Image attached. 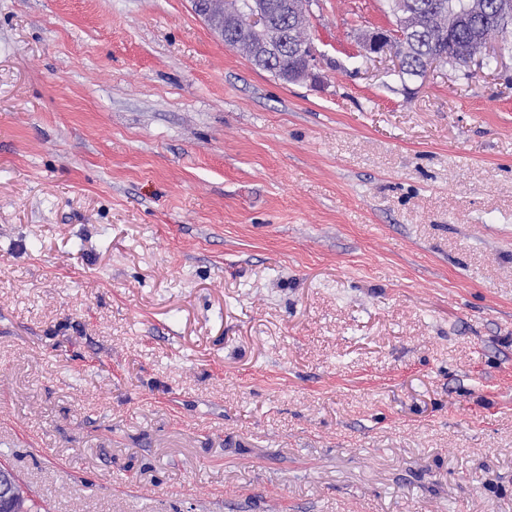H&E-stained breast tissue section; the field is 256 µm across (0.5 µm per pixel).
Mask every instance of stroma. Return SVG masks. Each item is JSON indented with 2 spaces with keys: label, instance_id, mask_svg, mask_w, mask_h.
<instances>
[{
  "label": "stroma",
  "instance_id": "1",
  "mask_svg": "<svg viewBox=\"0 0 512 512\" xmlns=\"http://www.w3.org/2000/svg\"><path fill=\"white\" fill-rule=\"evenodd\" d=\"M317 82L191 0H0V463L41 512H512V48Z\"/></svg>",
  "mask_w": 512,
  "mask_h": 512
}]
</instances>
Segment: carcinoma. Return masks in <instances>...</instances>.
Here are the masks:
<instances>
[{
  "mask_svg": "<svg viewBox=\"0 0 512 512\" xmlns=\"http://www.w3.org/2000/svg\"><path fill=\"white\" fill-rule=\"evenodd\" d=\"M394 25L403 32L400 46L404 53L403 68L398 77L404 81L422 74L427 57L437 49L447 47L448 28H454L456 40L451 47L450 65L464 69L463 57L480 43L493 37L503 40L512 35V13L489 16L497 0H482L484 9L474 8V0H436L438 6L428 8L430 0H407L413 21L403 22L396 17L394 0H387ZM261 70L268 66L251 56L249 33L246 23H240L239 39L229 45Z\"/></svg>",
  "mask_w": 512,
  "mask_h": 512,
  "instance_id": "obj_1",
  "label": "carcinoma"
}]
</instances>
